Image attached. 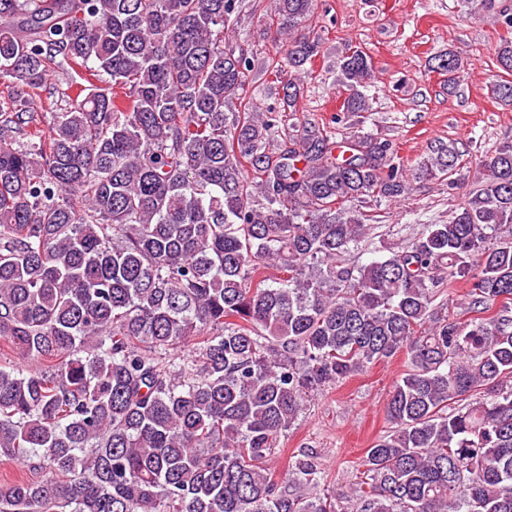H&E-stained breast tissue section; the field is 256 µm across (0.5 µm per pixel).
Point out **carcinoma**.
I'll use <instances>...</instances> for the list:
<instances>
[{
  "label": "carcinoma",
  "instance_id": "carcinoma-1",
  "mask_svg": "<svg viewBox=\"0 0 512 512\" xmlns=\"http://www.w3.org/2000/svg\"><path fill=\"white\" fill-rule=\"evenodd\" d=\"M272 2L277 109L224 46L240 0H0V461L23 466L0 512H512V146L449 223L353 264L356 204L451 179L459 151L410 173L389 140L288 122L322 41L294 35L316 0ZM435 61L450 86L469 65ZM63 66L86 84L48 114ZM339 69L342 111H368L370 55ZM456 281L464 325L433 307ZM400 353L352 499L309 452L276 474L307 393ZM67 81V75L66 71L58 70V72H54L52 79L48 81L47 85L44 86L42 89L38 90V94L36 96V101L39 106H42L43 109L48 110L49 109V103L53 100V102H56L57 105L54 109H57V112H59L60 108H66L67 102L65 101L66 98H60L57 96V93L53 95V97L50 95V93L54 92L53 89H58L60 87L65 88V82ZM50 111V110H48Z\"/></svg>",
  "mask_w": 512,
  "mask_h": 512
}]
</instances>
